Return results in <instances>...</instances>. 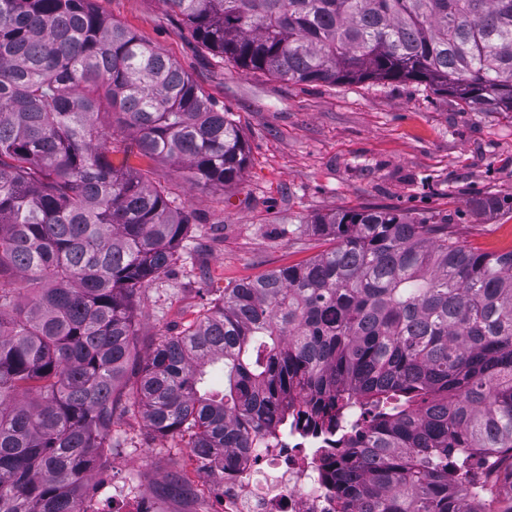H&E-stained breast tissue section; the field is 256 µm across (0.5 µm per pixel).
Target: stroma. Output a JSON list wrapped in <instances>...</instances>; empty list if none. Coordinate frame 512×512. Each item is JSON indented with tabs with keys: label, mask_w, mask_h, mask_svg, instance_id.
<instances>
[{
	"label": "stroma",
	"mask_w": 512,
	"mask_h": 512,
	"mask_svg": "<svg viewBox=\"0 0 512 512\" xmlns=\"http://www.w3.org/2000/svg\"><path fill=\"white\" fill-rule=\"evenodd\" d=\"M112 18L177 61L218 106L238 120L249 149L236 184L204 189L178 166L131 157L153 183L172 188L195 222L169 275L137 299L136 336L121 384L131 398L136 369L163 336L181 331L225 288L326 250L328 241L298 232L307 218L363 205L448 220L462 245L512 249V112H464L454 98L412 82L294 84L242 70L201 47L162 0H93ZM498 196L497 211L473 199ZM112 449L91 479L90 512H123L99 491L110 479L133 483L163 512H217V496L166 498L178 469L191 473L184 440L153 433L141 413L116 408Z\"/></svg>",
	"instance_id": "obj_1"
}]
</instances>
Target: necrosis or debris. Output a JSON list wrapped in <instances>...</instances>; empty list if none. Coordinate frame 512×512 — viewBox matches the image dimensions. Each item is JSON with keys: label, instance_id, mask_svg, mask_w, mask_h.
<instances>
[{"label": "necrosis or debris", "instance_id": "necrosis-or-debris-1", "mask_svg": "<svg viewBox=\"0 0 512 512\" xmlns=\"http://www.w3.org/2000/svg\"><path fill=\"white\" fill-rule=\"evenodd\" d=\"M224 512H334L316 449L301 435L254 448L224 473Z\"/></svg>", "mask_w": 512, "mask_h": 512}]
</instances>
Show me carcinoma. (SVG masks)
<instances>
[{
	"mask_svg": "<svg viewBox=\"0 0 512 512\" xmlns=\"http://www.w3.org/2000/svg\"><path fill=\"white\" fill-rule=\"evenodd\" d=\"M163 2L247 71L512 112V0ZM132 154L213 189L248 162L234 115L90 0H0V512H88L138 294L192 224ZM301 225L332 247L224 289L139 365L131 405L188 437L201 473L294 424L346 448L322 457L336 512H486L512 491V249L467 250L448 222L389 207ZM166 490L194 493L181 474Z\"/></svg>",
	"mask_w": 512,
	"mask_h": 512,
	"instance_id": "obj_1",
	"label": "carcinoma"
}]
</instances>
